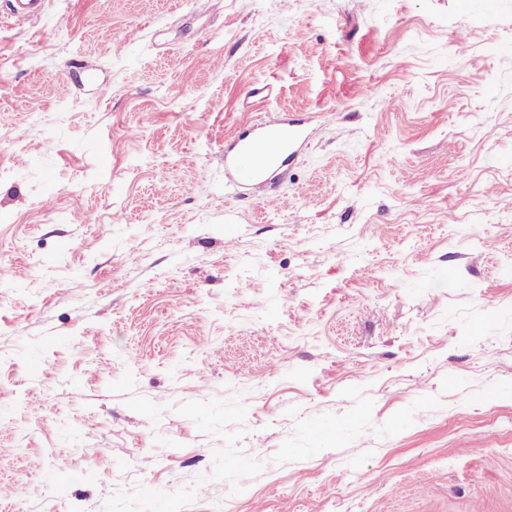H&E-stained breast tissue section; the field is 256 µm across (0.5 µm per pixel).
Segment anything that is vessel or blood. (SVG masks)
Here are the masks:
<instances>
[{"mask_svg": "<svg viewBox=\"0 0 512 512\" xmlns=\"http://www.w3.org/2000/svg\"><path fill=\"white\" fill-rule=\"evenodd\" d=\"M11 17L22 22L42 18L47 0H9ZM305 140L302 122L281 117L254 124L224 145V167L234 179L262 180L276 163Z\"/></svg>", "mask_w": 512, "mask_h": 512, "instance_id": "obj_1", "label": "vessel or blood"}]
</instances>
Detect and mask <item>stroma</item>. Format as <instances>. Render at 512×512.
Instances as JSON below:
<instances>
[{
  "mask_svg": "<svg viewBox=\"0 0 512 512\" xmlns=\"http://www.w3.org/2000/svg\"><path fill=\"white\" fill-rule=\"evenodd\" d=\"M6 11L0 512H512V0ZM305 141L303 123L287 115L253 124L224 143V167L234 179L262 180L276 163Z\"/></svg>",
  "mask_w": 512,
  "mask_h": 512,
  "instance_id": "1",
  "label": "stroma"
}]
</instances>
